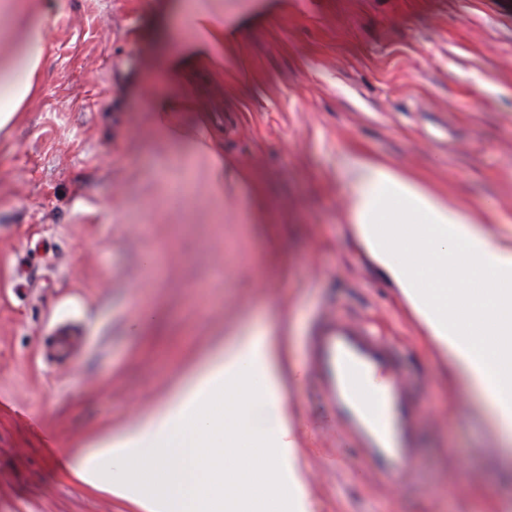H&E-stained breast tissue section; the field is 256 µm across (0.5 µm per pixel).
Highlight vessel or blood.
Segmentation results:
<instances>
[{"instance_id":"1","label":"vessel or blood","mask_w":512,"mask_h":512,"mask_svg":"<svg viewBox=\"0 0 512 512\" xmlns=\"http://www.w3.org/2000/svg\"><path fill=\"white\" fill-rule=\"evenodd\" d=\"M307 368L330 413L390 481L412 485L418 396L394 342L367 322L324 307L308 338Z\"/></svg>"}]
</instances>
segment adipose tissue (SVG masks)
Instances as JSON below:
<instances>
[{
	"label": "adipose tissue",
	"instance_id": "ef3b65f1",
	"mask_svg": "<svg viewBox=\"0 0 512 512\" xmlns=\"http://www.w3.org/2000/svg\"><path fill=\"white\" fill-rule=\"evenodd\" d=\"M44 43V23H27L21 54L0 68V130L36 91ZM223 44V27L199 13L193 36L166 50L152 106L167 138L177 136L171 116L193 106L190 64ZM337 171L336 205L353 239L447 372L479 394L496 454L511 460L512 236L492 230L505 214L466 207L371 154L340 155ZM287 382L280 333L241 340L191 367L156 410L69 455L66 467L142 512H315Z\"/></svg>",
	"mask_w": 512,
	"mask_h": 512
}]
</instances>
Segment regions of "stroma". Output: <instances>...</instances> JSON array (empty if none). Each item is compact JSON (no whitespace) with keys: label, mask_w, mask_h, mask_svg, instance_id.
<instances>
[{"label":"stroma","mask_w":512,"mask_h":512,"mask_svg":"<svg viewBox=\"0 0 512 512\" xmlns=\"http://www.w3.org/2000/svg\"><path fill=\"white\" fill-rule=\"evenodd\" d=\"M182 0H19L0 61L46 19L39 87L0 131V512H140L61 459L173 395L216 346L288 332L293 413L317 512H491L512 476L476 395L447 382L403 300L336 207L341 153L389 159L476 207L512 209V0H195L239 29L198 63L225 158L151 121ZM330 305L394 337L424 419L413 486L391 488L306 375Z\"/></svg>","instance_id":"35a3bbf8"}]
</instances>
